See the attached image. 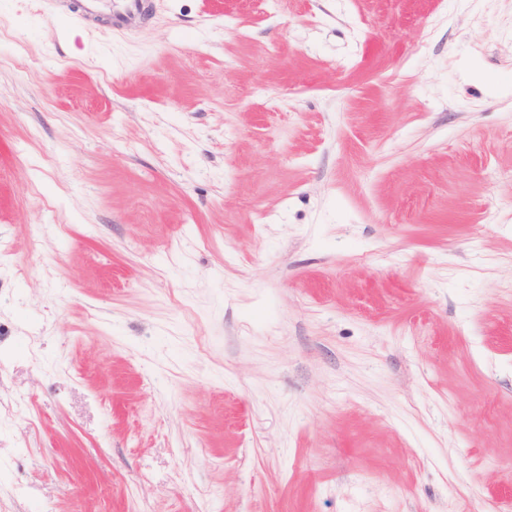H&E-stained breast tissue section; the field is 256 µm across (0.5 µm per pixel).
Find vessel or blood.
I'll return each instance as SVG.
<instances>
[{"mask_svg":"<svg viewBox=\"0 0 512 512\" xmlns=\"http://www.w3.org/2000/svg\"><path fill=\"white\" fill-rule=\"evenodd\" d=\"M48 3L52 14H62L78 22H93L104 15L113 29L123 30L150 18L152 0H48Z\"/></svg>","mask_w":512,"mask_h":512,"instance_id":"vessel-or-blood-1","label":"vessel or blood"}]
</instances>
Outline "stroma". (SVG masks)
Segmentation results:
<instances>
[{
  "label": "stroma",
  "mask_w": 512,
  "mask_h": 512,
  "mask_svg": "<svg viewBox=\"0 0 512 512\" xmlns=\"http://www.w3.org/2000/svg\"><path fill=\"white\" fill-rule=\"evenodd\" d=\"M0 0V512H512V0ZM52 15L69 20L94 22L107 9L110 26L116 30L144 24L151 16L152 0H46Z\"/></svg>",
  "instance_id": "obj_1"
}]
</instances>
